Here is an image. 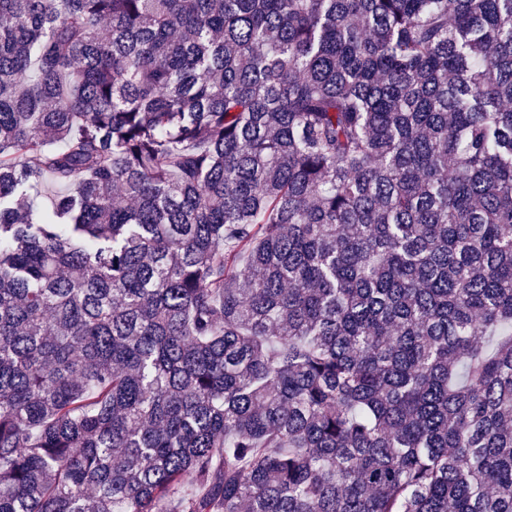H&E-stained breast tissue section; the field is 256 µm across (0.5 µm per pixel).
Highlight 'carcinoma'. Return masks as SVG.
I'll return each instance as SVG.
<instances>
[{
    "label": "carcinoma",
    "mask_w": 512,
    "mask_h": 512,
    "mask_svg": "<svg viewBox=\"0 0 512 512\" xmlns=\"http://www.w3.org/2000/svg\"><path fill=\"white\" fill-rule=\"evenodd\" d=\"M0 512H512V0H0Z\"/></svg>",
    "instance_id": "1"
}]
</instances>
